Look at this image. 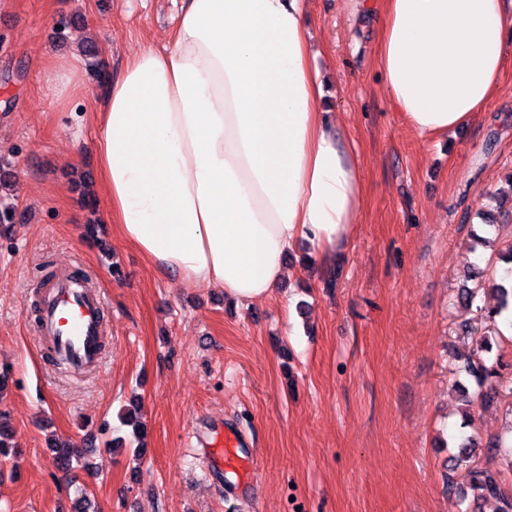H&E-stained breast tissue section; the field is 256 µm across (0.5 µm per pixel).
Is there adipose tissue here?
Masks as SVG:
<instances>
[{
  "mask_svg": "<svg viewBox=\"0 0 512 512\" xmlns=\"http://www.w3.org/2000/svg\"><path fill=\"white\" fill-rule=\"evenodd\" d=\"M510 39L503 0H382L393 106L424 138L466 125L497 94ZM82 65L53 62L58 110L85 94ZM323 97L303 0H188L93 108L108 222L186 283L266 299L296 243L327 251L359 218L360 161Z\"/></svg>",
  "mask_w": 512,
  "mask_h": 512,
  "instance_id": "ef3b65f1",
  "label": "adipose tissue"
}]
</instances>
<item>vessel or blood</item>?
Masks as SVG:
<instances>
[{
  "label": "vessel or blood",
  "instance_id": "1",
  "mask_svg": "<svg viewBox=\"0 0 512 512\" xmlns=\"http://www.w3.org/2000/svg\"><path fill=\"white\" fill-rule=\"evenodd\" d=\"M105 302L100 292L74 286L67 277L54 280L39 307L38 334L54 355L73 372L96 367L101 360L100 336ZM236 433H215L209 442L213 462L233 469L251 467V457L241 454Z\"/></svg>",
  "mask_w": 512,
  "mask_h": 512
}]
</instances>
